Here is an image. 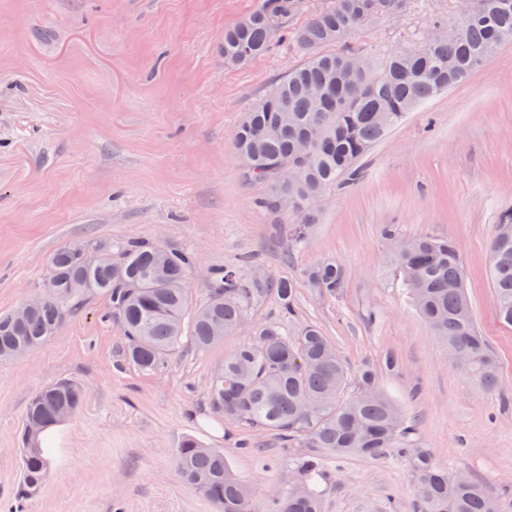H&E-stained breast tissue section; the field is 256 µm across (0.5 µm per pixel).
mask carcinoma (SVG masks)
Returning a JSON list of instances; mask_svg holds the SVG:
<instances>
[{"label":"carcinoma","mask_w":512,"mask_h":512,"mask_svg":"<svg viewBox=\"0 0 512 512\" xmlns=\"http://www.w3.org/2000/svg\"><path fill=\"white\" fill-rule=\"evenodd\" d=\"M299 0H261L248 17L224 31V64L244 66L291 41L304 60L278 79L246 114L233 144L250 180L270 183L259 205L286 210L297 219L293 247L306 243L315 222L312 204L332 186H352L362 178L361 160L422 103L464 81L484 60L512 43V0H468L453 22L435 18L431 36L418 48L382 57L343 48L369 21L394 17L404 0H327L300 27L289 28ZM512 209L503 211L489 240L490 278L500 321L512 327ZM392 241L390 264L397 284L409 294L435 336L457 347L463 369L478 385L502 388L498 361L480 335L466 291L455 241L436 236ZM121 257L103 250L88 257L80 244L59 248L51 257L47 289L29 315H0V361L39 347L85 300L104 295L112 303L125 338L126 359L144 372L160 368L185 334L207 350L239 329L247 311L267 292L280 303L283 319L257 325L247 342L224 359L212 377L208 402L224 420L272 431L289 448L299 482L269 495L271 512H322V462L333 455L375 458L390 448L407 458L418 491L417 512H497L484 487L455 480L434 462L417 438L416 424L379 385L377 370L365 365L357 387L335 346L320 327L290 329L295 283L261 277L262 260L249 256L242 267L213 272L207 299L194 305L185 286L191 255L149 244L120 246ZM309 285L335 296L345 287V268L334 259L306 267ZM84 390L58 381L30 400L21 434L25 489L38 492L49 461L41 435L61 414L75 416ZM174 463L183 479L221 512H255L248 485L224 461V452L185 439Z\"/></svg>","instance_id":"obj_1"}]
</instances>
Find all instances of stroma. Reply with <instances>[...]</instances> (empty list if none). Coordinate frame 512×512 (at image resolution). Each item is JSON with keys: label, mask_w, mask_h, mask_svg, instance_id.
<instances>
[{"label": "stroma", "mask_w": 512, "mask_h": 512, "mask_svg": "<svg viewBox=\"0 0 512 512\" xmlns=\"http://www.w3.org/2000/svg\"><path fill=\"white\" fill-rule=\"evenodd\" d=\"M259 0H0V314L40 294L50 256L146 242L190 253L193 301L212 269L258 253L264 276L297 288L295 325L317 324L350 375L367 364L417 424L443 468L462 470L512 512V328L495 312L488 241L512 207V44L410 113L363 160L360 182L316 201L308 243L290 250L288 215L261 208L267 183L246 179L232 148L245 112L304 56L286 45L236 68L224 30ZM458 0H406L393 18L360 28L353 50L380 54L423 41ZM399 236L457 242L478 328L495 351L504 392L479 387L452 362L386 263ZM329 257L343 291L318 294L304 268ZM108 298H91L56 333L0 362V512H216L173 458L189 437L223 450L264 512L287 489L294 449L278 435L224 422L207 387L253 325L280 316L268 296L209 350L190 337L146 373L123 357ZM398 365L382 370L385 355ZM79 383V413L56 430V460L34 494L20 474L19 434L30 397ZM253 444L243 452L241 441ZM324 512H414L409 461L329 458Z\"/></svg>", "instance_id": "1"}]
</instances>
